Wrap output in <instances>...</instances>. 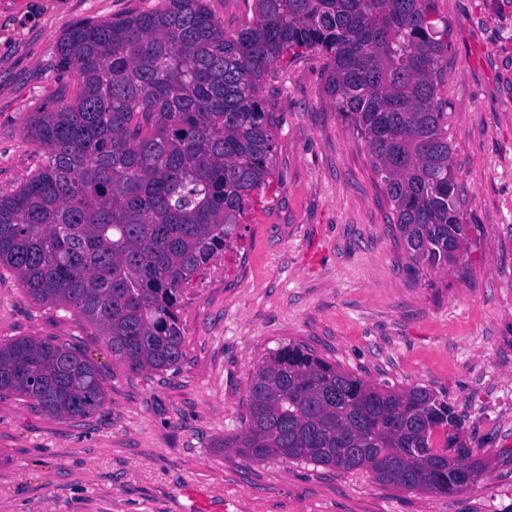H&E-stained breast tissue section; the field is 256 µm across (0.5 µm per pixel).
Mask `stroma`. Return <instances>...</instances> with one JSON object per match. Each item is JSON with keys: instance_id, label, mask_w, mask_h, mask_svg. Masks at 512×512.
I'll use <instances>...</instances> for the list:
<instances>
[{"instance_id": "1", "label": "stroma", "mask_w": 512, "mask_h": 512, "mask_svg": "<svg viewBox=\"0 0 512 512\" xmlns=\"http://www.w3.org/2000/svg\"><path fill=\"white\" fill-rule=\"evenodd\" d=\"M157 0H0V195L42 163L26 133L71 96L58 45L80 21ZM448 24L439 88L468 241L461 265L415 271L364 142L325 91L328 59L285 56L260 95L275 177L238 235L183 295L179 369L135 373L71 314L0 274V342L64 341L107 391L84 419L0 398V512H512V0H435ZM301 344L375 384L420 386L463 417L484 470L467 490L408 491L365 470L255 461L218 440L244 433L254 368Z\"/></svg>"}]
</instances>
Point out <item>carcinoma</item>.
Here are the masks:
<instances>
[{
	"label": "carcinoma",
	"mask_w": 512,
	"mask_h": 512,
	"mask_svg": "<svg viewBox=\"0 0 512 512\" xmlns=\"http://www.w3.org/2000/svg\"><path fill=\"white\" fill-rule=\"evenodd\" d=\"M253 2L252 22L232 33L207 0L70 28L59 66L77 90L33 117L44 163L0 196V270L93 328L134 372L185 357L183 286L224 251L268 181L275 140L258 91L287 51L329 58L326 91L374 158L413 264L455 266L467 239L438 98L448 24L433 19L435 0ZM0 393L64 419L106 401L88 358L34 336L0 342ZM248 399L246 432L216 447L434 494L470 487L483 469L434 392L371 384L298 344L259 363Z\"/></svg>",
	"instance_id": "1"
}]
</instances>
